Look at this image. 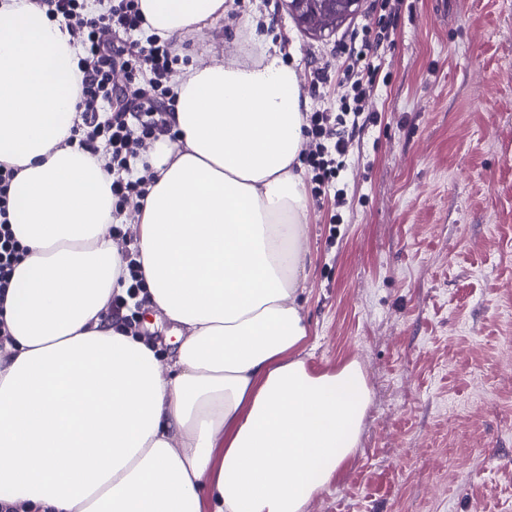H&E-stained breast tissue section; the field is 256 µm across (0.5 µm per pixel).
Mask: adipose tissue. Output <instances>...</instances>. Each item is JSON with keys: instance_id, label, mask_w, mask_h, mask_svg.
<instances>
[{"instance_id": "obj_1", "label": "adipose tissue", "mask_w": 512, "mask_h": 512, "mask_svg": "<svg viewBox=\"0 0 512 512\" xmlns=\"http://www.w3.org/2000/svg\"><path fill=\"white\" fill-rule=\"evenodd\" d=\"M180 39L227 0H139ZM81 46L34 0H0V165L21 250L0 318V502L10 512H304L355 453L370 392L300 352L308 207L295 163L307 99L251 37L189 66L142 156L132 214L148 306L173 322L168 362L112 322L124 293L108 157L78 146Z\"/></svg>"}]
</instances>
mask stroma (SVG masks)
<instances>
[{"instance_id":"stroma-1","label":"stroma","mask_w":512,"mask_h":512,"mask_svg":"<svg viewBox=\"0 0 512 512\" xmlns=\"http://www.w3.org/2000/svg\"><path fill=\"white\" fill-rule=\"evenodd\" d=\"M227 2L179 41L184 63L245 52L254 32L302 86L326 68L309 109L335 110L350 64L336 47L370 5L317 39L277 0ZM393 27L366 98L378 121L341 174L347 204L308 197L304 356L328 372L356 360L371 400L306 512H512V0H404Z\"/></svg>"}]
</instances>
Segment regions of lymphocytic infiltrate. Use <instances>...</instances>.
Masks as SVG:
<instances>
[{
  "mask_svg": "<svg viewBox=\"0 0 512 512\" xmlns=\"http://www.w3.org/2000/svg\"><path fill=\"white\" fill-rule=\"evenodd\" d=\"M50 18L62 20L82 36L83 55L78 66L83 73L79 104L82 123L79 146L104 147L112 176L116 206L144 197L152 183L149 171L134 174L143 139L167 134L165 119L170 110L168 75L179 56L168 40L149 37L146 43L128 42L127 33L142 30L145 20L139 0H109L103 12L91 13L86 0H36ZM401 0H374L376 17L361 29L360 41L347 45L352 65L345 78V92L337 112L316 111L306 118L304 133L309 150L303 161L315 185H332L337 207L346 203L345 189L336 187L352 141L361 130L374 124V113L366 111L365 78L374 77L368 57L390 40L391 16ZM147 79V88L114 83L116 71ZM15 173L0 167V294L10 284L18 260L17 242L9 223V191Z\"/></svg>",
  "mask_w": 512,
  "mask_h": 512,
  "instance_id": "lymphocytic-infiltrate-1",
  "label": "lymphocytic infiltrate"
}]
</instances>
